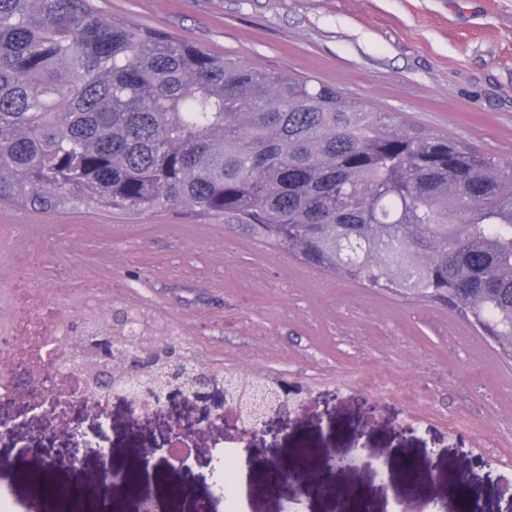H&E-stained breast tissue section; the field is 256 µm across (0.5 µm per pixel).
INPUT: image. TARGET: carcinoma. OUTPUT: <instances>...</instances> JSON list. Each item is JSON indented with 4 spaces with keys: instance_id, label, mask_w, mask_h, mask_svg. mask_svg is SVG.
I'll list each match as a JSON object with an SVG mask.
<instances>
[{
    "instance_id": "obj_1",
    "label": "carcinoma",
    "mask_w": 512,
    "mask_h": 512,
    "mask_svg": "<svg viewBox=\"0 0 512 512\" xmlns=\"http://www.w3.org/2000/svg\"><path fill=\"white\" fill-rule=\"evenodd\" d=\"M0 201L40 213L184 206L299 264L444 305L512 360V163L92 0H0ZM112 356L157 385L170 337Z\"/></svg>"
}]
</instances>
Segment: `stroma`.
<instances>
[{
	"mask_svg": "<svg viewBox=\"0 0 512 512\" xmlns=\"http://www.w3.org/2000/svg\"><path fill=\"white\" fill-rule=\"evenodd\" d=\"M105 15L160 27L216 54L246 64L300 73L336 87L347 100L393 112L512 162V0H93ZM195 223L198 236L179 240L169 224ZM130 235L112 239L113 225ZM213 223L192 220L183 207L145 215L74 213L56 222L0 224V289L52 287L58 269L77 288L110 278L141 289L156 320L185 323L203 355L223 366L264 364L272 376L311 389L317 406L294 415L277 444L255 440L240 458L248 490L242 512H335L321 485L302 471L261 488L270 460L289 464L302 448L366 451L356 481L374 512H458L459 475L479 500L478 512H503L502 482L512 481V361L443 306L402 301L302 267L273 249L207 241ZM371 377L374 389L360 387ZM374 401L367 410L366 401ZM112 468L135 465L136 448L157 432L128 426V409L113 406ZM424 427L401 435L410 419ZM412 462L428 483L406 496L401 470ZM389 472L375 474L377 464ZM184 512L209 498L194 468L168 469L163 459L143 469L135 486L112 485L115 512H135L138 496L169 504L178 490Z\"/></svg>",
	"mask_w": 512,
	"mask_h": 512,
	"instance_id": "stroma-1",
	"label": "stroma"
}]
</instances>
